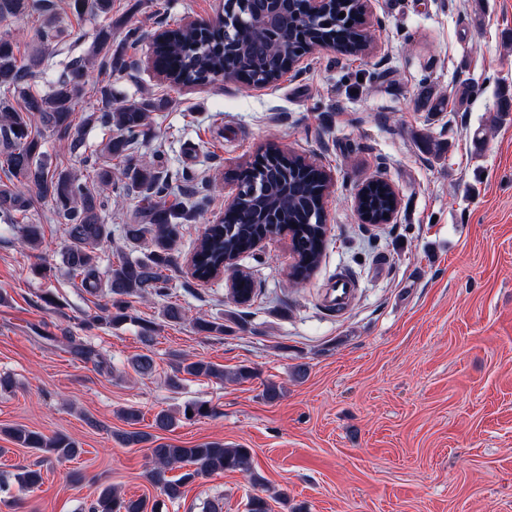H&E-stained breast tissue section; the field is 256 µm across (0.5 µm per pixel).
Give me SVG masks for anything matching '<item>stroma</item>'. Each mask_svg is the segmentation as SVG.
I'll return each mask as SVG.
<instances>
[{"label":"stroma","instance_id":"obj_1","mask_svg":"<svg viewBox=\"0 0 512 512\" xmlns=\"http://www.w3.org/2000/svg\"><path fill=\"white\" fill-rule=\"evenodd\" d=\"M224 0H112V47L125 68L110 79L114 101L158 103L132 159L161 152L176 174L178 201L193 207L174 247L169 298L131 296L132 321L101 318L106 289L89 292L62 264L67 238L47 199L29 221L43 225L37 249L17 243L0 219V512H87L99 488L126 498H159L146 479L147 449L119 443L140 412L155 415L203 399L213 416L179 424L164 442L192 447L219 441L252 452V476L227 471L188 485L166 512H245L247 495L268 497L272 512H512V0H372L377 21L368 56L317 48L278 81L243 88L225 80L170 87L151 64L157 32L212 20ZM63 30L32 83L47 93L72 62L91 58L98 22L57 5ZM87 86L74 123L77 150L42 133L54 167L83 172L112 133ZM316 161L335 182L325 200L330 232L304 287L288 280L290 242L279 236L242 256L257 296L235 304L225 280L191 278L184 263L207 225L224 213L233 176L267 143ZM393 184L392 223L362 224L350 199L372 176ZM138 194L102 216L112 236L101 265L141 257L152 243L129 242ZM53 265L44 281L35 264ZM356 290L347 305L328 303L337 279ZM51 290L58 301L40 299ZM184 319L164 317L168 302ZM195 316L223 318L221 335L197 333ZM153 323L152 346L139 340ZM92 345L111 365L103 373L76 355ZM150 354L152 376L130 361ZM227 371L248 366L253 379L187 377L171 390L176 356ZM283 388L273 402L265 382ZM23 426L78 440L72 460H43L13 445L5 428ZM39 465L40 487L18 492V466Z\"/></svg>","mask_w":512,"mask_h":512}]
</instances>
